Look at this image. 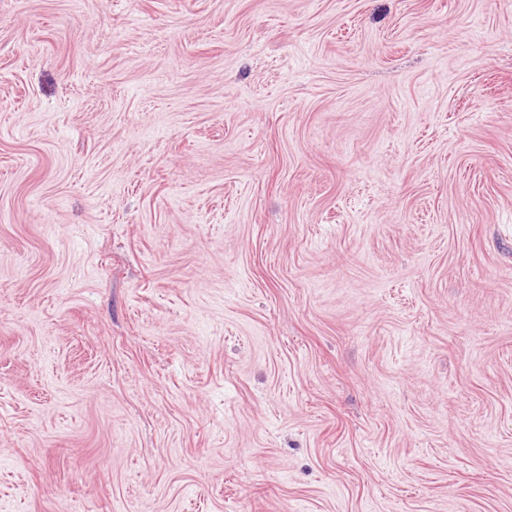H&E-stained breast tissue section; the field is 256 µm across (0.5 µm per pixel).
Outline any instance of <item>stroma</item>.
<instances>
[{"instance_id": "obj_1", "label": "stroma", "mask_w": 512, "mask_h": 512, "mask_svg": "<svg viewBox=\"0 0 512 512\" xmlns=\"http://www.w3.org/2000/svg\"><path fill=\"white\" fill-rule=\"evenodd\" d=\"M0 512H512V0H0Z\"/></svg>"}]
</instances>
